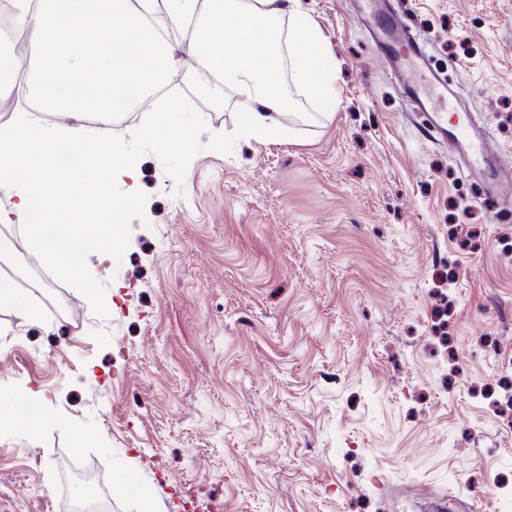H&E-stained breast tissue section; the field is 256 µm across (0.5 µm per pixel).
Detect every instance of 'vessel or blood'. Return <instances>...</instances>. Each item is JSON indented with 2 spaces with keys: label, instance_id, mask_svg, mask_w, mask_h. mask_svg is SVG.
<instances>
[{
  "label": "vessel or blood",
  "instance_id": "vessel-or-blood-1",
  "mask_svg": "<svg viewBox=\"0 0 512 512\" xmlns=\"http://www.w3.org/2000/svg\"><path fill=\"white\" fill-rule=\"evenodd\" d=\"M371 22L383 35L381 58L403 84L415 109L425 113L432 132L464 148V160L477 174L483 194L503 206L512 205V166L504 151L483 132L473 113L459 111L448 95V86L427 67L422 42L391 8H371Z\"/></svg>",
  "mask_w": 512,
  "mask_h": 512
}]
</instances>
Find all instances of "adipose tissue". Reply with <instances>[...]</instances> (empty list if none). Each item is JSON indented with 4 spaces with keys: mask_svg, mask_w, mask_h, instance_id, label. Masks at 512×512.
<instances>
[{
    "mask_svg": "<svg viewBox=\"0 0 512 512\" xmlns=\"http://www.w3.org/2000/svg\"><path fill=\"white\" fill-rule=\"evenodd\" d=\"M11 12L40 53L21 82L0 53V84L47 111L118 116L150 98L182 65L173 26L194 72L244 98L249 137L281 135L288 88L336 104V57L296 0H11Z\"/></svg>",
    "mask_w": 512,
    "mask_h": 512,
    "instance_id": "adipose-tissue-1",
    "label": "adipose tissue"
}]
</instances>
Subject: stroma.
I'll use <instances>...</instances> for the list:
<instances>
[{"label": "stroma", "instance_id": "35a3bbf8", "mask_svg": "<svg viewBox=\"0 0 512 512\" xmlns=\"http://www.w3.org/2000/svg\"><path fill=\"white\" fill-rule=\"evenodd\" d=\"M338 61L331 115L205 150L183 183L140 158L145 217L87 258L108 317L56 277L41 320L0 308V409L42 390L38 433L0 431V512H486L512 487L491 391L512 356V213L499 212L377 57L362 0H299ZM434 69L512 156V0H394ZM176 91L207 132L240 104ZM0 254L44 264L21 224Z\"/></svg>", "mask_w": 512, "mask_h": 512}]
</instances>
